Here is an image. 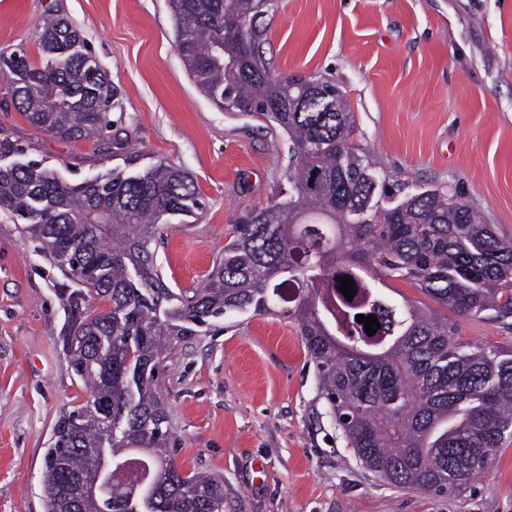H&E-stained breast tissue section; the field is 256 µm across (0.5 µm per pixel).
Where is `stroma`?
I'll use <instances>...</instances> for the list:
<instances>
[{"instance_id":"1","label":"stroma","mask_w":512,"mask_h":512,"mask_svg":"<svg viewBox=\"0 0 512 512\" xmlns=\"http://www.w3.org/2000/svg\"><path fill=\"white\" fill-rule=\"evenodd\" d=\"M66 17L106 72L109 136L68 143L0 108V135L78 182L162 160L187 171L205 209L163 225L153 247L175 291L202 286L240 217L288 191L286 138L219 110L174 45L167 0H0V48L40 55L35 29ZM266 56L282 75L344 91L358 142L413 187L445 184L512 238V0H279ZM74 283L0 212V512H44V454L59 418L85 404L62 338ZM463 341L512 346V318L457 317ZM175 465L224 482V512H512V439L458 495L377 478L347 448L297 324L231 314L164 360Z\"/></svg>"}]
</instances>
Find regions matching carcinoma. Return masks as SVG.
<instances>
[{
	"label": "carcinoma",
	"mask_w": 512,
	"mask_h": 512,
	"mask_svg": "<svg viewBox=\"0 0 512 512\" xmlns=\"http://www.w3.org/2000/svg\"><path fill=\"white\" fill-rule=\"evenodd\" d=\"M174 44L205 97L288 137V195L245 216L205 284L178 296L152 242L162 224L204 202L184 170L157 162L64 180L0 137V211L25 225L80 284L68 295L70 367L92 399L63 417L44 456L45 512H63L67 480L112 483L83 512H224L223 481L186 474L169 448L162 362L181 341L233 313L278 300L297 322L328 413L354 456L381 480L456 495L512 438V348L475 346L429 306L384 288L404 279L430 301L474 319L512 318V238L459 191L419 192L356 141L351 104L333 82L276 73L265 58L260 0H168ZM234 32L249 53L233 51ZM41 63L0 50V78L28 123L62 141H100L111 127L106 74L82 33L52 13L36 27ZM363 292H337L336 270ZM106 303L86 311L88 294ZM381 325L370 336L358 315Z\"/></svg>",
	"instance_id": "carcinoma-1"
}]
</instances>
